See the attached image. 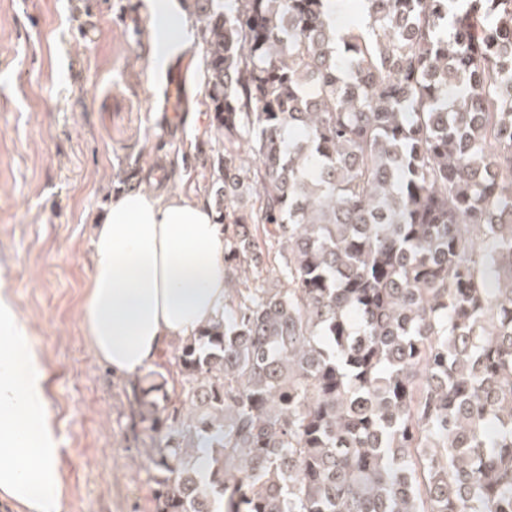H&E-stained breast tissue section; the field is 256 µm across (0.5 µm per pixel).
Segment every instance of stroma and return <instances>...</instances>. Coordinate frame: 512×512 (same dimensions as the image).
Wrapping results in <instances>:
<instances>
[{"label": "stroma", "instance_id": "1", "mask_svg": "<svg viewBox=\"0 0 512 512\" xmlns=\"http://www.w3.org/2000/svg\"><path fill=\"white\" fill-rule=\"evenodd\" d=\"M143 0H0V290L30 325L61 448L63 512H154L149 440L128 377L82 322L94 230L112 192L204 199L210 130L198 51L166 109Z\"/></svg>", "mask_w": 512, "mask_h": 512}]
</instances>
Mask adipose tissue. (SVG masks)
<instances>
[{
    "mask_svg": "<svg viewBox=\"0 0 512 512\" xmlns=\"http://www.w3.org/2000/svg\"><path fill=\"white\" fill-rule=\"evenodd\" d=\"M156 66L190 35L179 0H144ZM83 320L115 372L140 374L166 339L191 335L224 308V230L194 198L122 192L98 224ZM52 416L40 353L9 295L0 292V502L62 512Z\"/></svg>",
    "mask_w": 512,
    "mask_h": 512,
    "instance_id": "ef3b65f1",
    "label": "adipose tissue"
}]
</instances>
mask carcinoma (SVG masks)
Returning <instances> with one entry per match:
<instances>
[{"label":"carcinoma","mask_w":512,"mask_h":512,"mask_svg":"<svg viewBox=\"0 0 512 512\" xmlns=\"http://www.w3.org/2000/svg\"><path fill=\"white\" fill-rule=\"evenodd\" d=\"M184 4L231 301L132 385L155 512H512V0Z\"/></svg>","instance_id":"1"}]
</instances>
